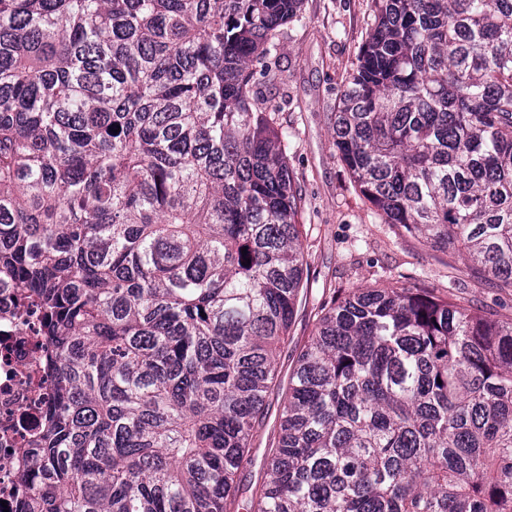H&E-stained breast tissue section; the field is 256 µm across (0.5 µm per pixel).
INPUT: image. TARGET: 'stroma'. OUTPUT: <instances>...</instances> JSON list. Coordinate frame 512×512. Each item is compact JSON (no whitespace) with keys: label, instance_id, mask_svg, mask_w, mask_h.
Here are the masks:
<instances>
[{"label":"stroma","instance_id":"obj_1","mask_svg":"<svg viewBox=\"0 0 512 512\" xmlns=\"http://www.w3.org/2000/svg\"><path fill=\"white\" fill-rule=\"evenodd\" d=\"M372 18L373 0H305L301 21L281 37L262 85L265 100L276 109V125L288 142V165L303 194L301 244L308 279L288 341L276 353L284 377L310 340L321 306L384 281L431 288L441 297L452 293L500 319L512 318V288L381 223L338 156L330 119ZM281 404V393L269 395L265 422L253 436L255 464L245 472L244 483H257L264 474L265 450Z\"/></svg>","mask_w":512,"mask_h":512}]
</instances>
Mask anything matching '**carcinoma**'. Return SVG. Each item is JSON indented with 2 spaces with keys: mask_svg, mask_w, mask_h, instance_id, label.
Instances as JSON below:
<instances>
[{
  "mask_svg": "<svg viewBox=\"0 0 512 512\" xmlns=\"http://www.w3.org/2000/svg\"><path fill=\"white\" fill-rule=\"evenodd\" d=\"M304 2L0 0V283L55 382L16 512H512V319L392 282L322 308L242 483L304 288L259 106ZM373 3L339 158L512 288V0ZM282 404L281 392L276 390L272 392L267 398L266 405V419L263 425L256 429L252 441V456L255 459V465L244 473L243 482L248 485H254L264 477L263 462L265 456V449L269 441L273 438L276 431L278 416L280 414Z\"/></svg>",
  "mask_w": 512,
  "mask_h": 512,
  "instance_id": "carcinoma-1",
  "label": "carcinoma"
}]
</instances>
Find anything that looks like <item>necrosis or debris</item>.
Masks as SVG:
<instances>
[{
	"label": "necrosis or debris",
	"mask_w": 512,
	"mask_h": 512,
	"mask_svg": "<svg viewBox=\"0 0 512 512\" xmlns=\"http://www.w3.org/2000/svg\"><path fill=\"white\" fill-rule=\"evenodd\" d=\"M17 294L0 289V502L12 499L27 466L31 422L52 389L38 320L17 306Z\"/></svg>",
	"instance_id": "4bbe7bcc"
}]
</instances>
